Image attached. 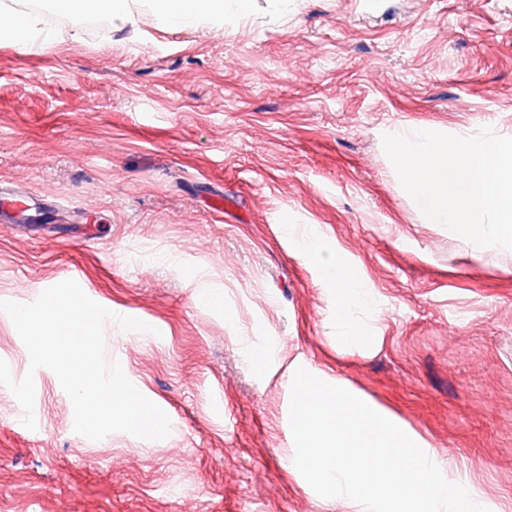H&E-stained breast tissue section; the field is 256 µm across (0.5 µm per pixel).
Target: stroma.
Wrapping results in <instances>:
<instances>
[{
    "instance_id": "35a3bbf8",
    "label": "stroma",
    "mask_w": 512,
    "mask_h": 512,
    "mask_svg": "<svg viewBox=\"0 0 512 512\" xmlns=\"http://www.w3.org/2000/svg\"><path fill=\"white\" fill-rule=\"evenodd\" d=\"M55 37L0 40V184L68 224H0V300L33 302L79 269L106 358L171 433L92 441L57 377L35 374L37 428L0 386V512H365L294 464L304 367L399 420L448 481L512 512V251L428 223L383 135H512V0H251L169 24L139 0L104 33L56 12ZM323 243L364 278L342 343ZM0 359L29 354L0 312Z\"/></svg>"
}]
</instances>
